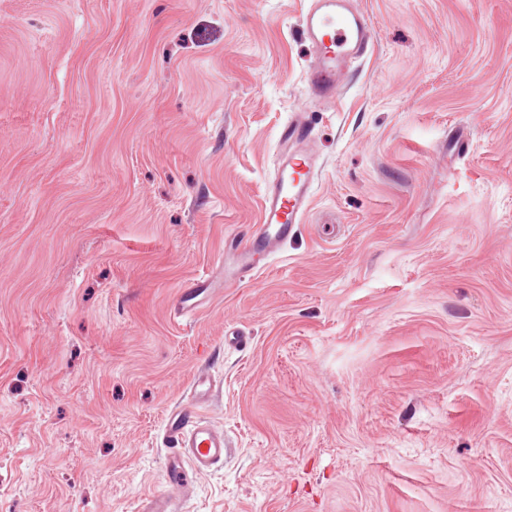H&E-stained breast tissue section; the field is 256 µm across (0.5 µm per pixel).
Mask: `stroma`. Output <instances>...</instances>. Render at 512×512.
Returning a JSON list of instances; mask_svg holds the SVG:
<instances>
[{
	"instance_id": "1",
	"label": "stroma",
	"mask_w": 512,
	"mask_h": 512,
	"mask_svg": "<svg viewBox=\"0 0 512 512\" xmlns=\"http://www.w3.org/2000/svg\"><path fill=\"white\" fill-rule=\"evenodd\" d=\"M358 2L323 107L307 0H0V512H139L202 367L182 512H512V0ZM300 111V234L175 323ZM219 391L206 370L195 374L185 402L171 408L165 438L171 445L163 465V488L143 500L142 512H177L182 495L200 476L226 461L229 445L224 431L203 413Z\"/></svg>"
}]
</instances>
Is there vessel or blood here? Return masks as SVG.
I'll list each match as a JSON object with an SVG mask.
<instances>
[{
	"mask_svg": "<svg viewBox=\"0 0 512 512\" xmlns=\"http://www.w3.org/2000/svg\"><path fill=\"white\" fill-rule=\"evenodd\" d=\"M303 33L313 64L307 73L311 98L318 104L335 103L350 64L363 58L374 43L373 28L357 0H310ZM279 157L262 193L259 223L248 234L224 244L223 276L193 280L180 292L175 322H186L219 299L224 285L251 280L258 258H270L295 237L315 194L318 160L313 125L305 112L294 113L279 136ZM219 384L208 371L197 372L185 402L171 408L165 420L170 445L163 465V487L146 497L141 512H177L181 495L215 465L224 463L229 445L222 429L205 415Z\"/></svg>",
	"mask_w": 512,
	"mask_h": 512,
	"instance_id": "1",
	"label": "vessel or blood"
}]
</instances>
